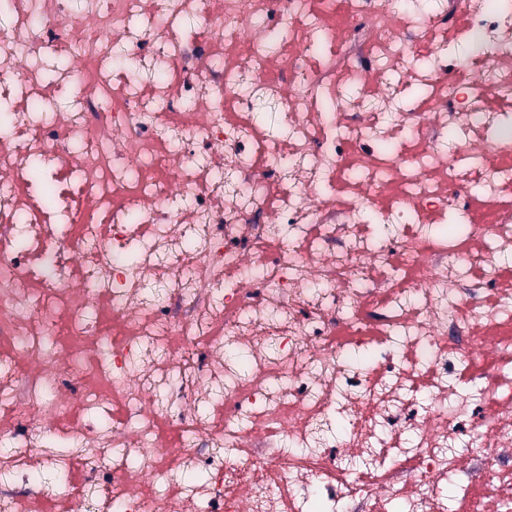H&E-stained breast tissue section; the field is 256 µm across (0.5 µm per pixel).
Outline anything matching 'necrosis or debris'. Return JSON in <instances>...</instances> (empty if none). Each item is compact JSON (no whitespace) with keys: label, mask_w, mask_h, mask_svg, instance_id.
Instances as JSON below:
<instances>
[{"label":"necrosis or debris","mask_w":512,"mask_h":512,"mask_svg":"<svg viewBox=\"0 0 512 512\" xmlns=\"http://www.w3.org/2000/svg\"><path fill=\"white\" fill-rule=\"evenodd\" d=\"M0 103V512H512V0H0Z\"/></svg>","instance_id":"obj_1"}]
</instances>
